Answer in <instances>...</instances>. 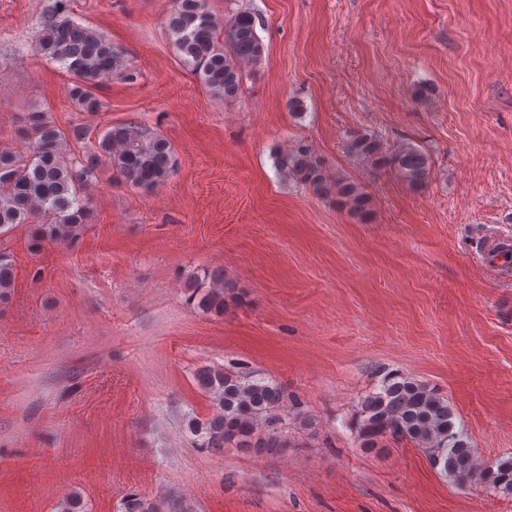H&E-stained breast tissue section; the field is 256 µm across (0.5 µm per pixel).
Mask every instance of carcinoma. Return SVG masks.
Listing matches in <instances>:
<instances>
[{
  "label": "carcinoma",
  "instance_id": "carcinoma-1",
  "mask_svg": "<svg viewBox=\"0 0 512 512\" xmlns=\"http://www.w3.org/2000/svg\"><path fill=\"white\" fill-rule=\"evenodd\" d=\"M71 0H49L43 10L35 43L38 51L73 76L70 96L79 109L95 113L102 103L93 89L115 72L124 70L121 52L104 32L73 19ZM257 16L246 9L227 12L219 19L208 0H173L165 27L180 57L193 66L200 83L226 99L242 91L247 73L262 61L265 45L258 35ZM16 135L21 149L0 147V237L19 224L31 227V246L47 243L72 246L82 237L92 212L84 190L108 165L129 185L150 192L174 171V151L159 131L134 123L115 124L85 146L88 131L77 125L64 132L44 112H28ZM82 145L69 153L70 142ZM349 151L370 157L377 151L369 135L352 140ZM407 185L417 190L427 179L430 157L419 146L406 143L387 158ZM274 166L284 180L302 182L320 195L331 190L354 205L360 197L352 186L336 188L300 144L274 155ZM14 260L0 247V303L11 294ZM190 301L203 312L224 313L232 285L224 268H206L193 276ZM200 388L214 395L219 411L205 422L188 421L190 432L201 437L203 448H282L287 423L279 415L286 391L273 380H246L214 366L196 372ZM355 437L366 449L387 441H408L424 449L434 467L458 485L475 484L487 492L512 497V457L482 467L454 413L435 389L407 375L391 373L358 404ZM123 512H185L173 497L166 508L137 493L124 496Z\"/></svg>",
  "mask_w": 512,
  "mask_h": 512
}]
</instances>
